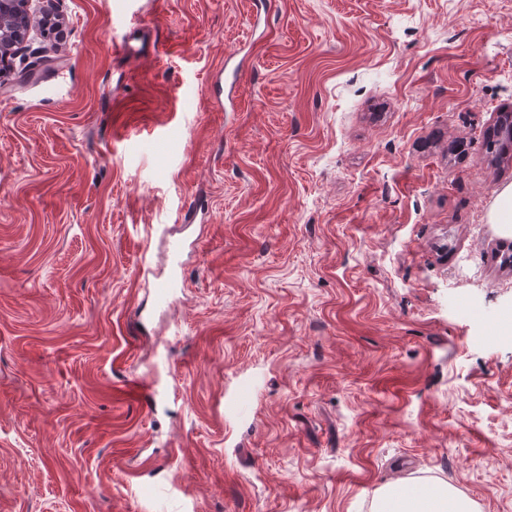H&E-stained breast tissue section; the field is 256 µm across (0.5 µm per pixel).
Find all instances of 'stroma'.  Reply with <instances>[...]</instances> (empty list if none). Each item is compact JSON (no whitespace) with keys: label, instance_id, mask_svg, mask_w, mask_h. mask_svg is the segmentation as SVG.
Instances as JSON below:
<instances>
[{"label":"stroma","instance_id":"stroma-1","mask_svg":"<svg viewBox=\"0 0 512 512\" xmlns=\"http://www.w3.org/2000/svg\"><path fill=\"white\" fill-rule=\"evenodd\" d=\"M60 8L0 72V512H371L414 478L512 512V0ZM486 151L496 159L512 152V113L503 112L499 123L486 136Z\"/></svg>","mask_w":512,"mask_h":512}]
</instances>
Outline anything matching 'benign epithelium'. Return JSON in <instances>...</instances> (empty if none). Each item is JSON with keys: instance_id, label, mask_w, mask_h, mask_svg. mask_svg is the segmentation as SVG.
<instances>
[{"instance_id": "1", "label": "benign epithelium", "mask_w": 512, "mask_h": 512, "mask_svg": "<svg viewBox=\"0 0 512 512\" xmlns=\"http://www.w3.org/2000/svg\"><path fill=\"white\" fill-rule=\"evenodd\" d=\"M64 25V16L57 7V0H0V64L7 62L10 50L22 44L29 36L35 22L43 18Z\"/></svg>"}]
</instances>
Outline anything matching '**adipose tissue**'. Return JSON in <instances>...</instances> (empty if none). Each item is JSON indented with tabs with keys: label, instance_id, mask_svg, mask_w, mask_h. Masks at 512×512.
Here are the masks:
<instances>
[{
	"label": "adipose tissue",
	"instance_id": "obj_1",
	"mask_svg": "<svg viewBox=\"0 0 512 512\" xmlns=\"http://www.w3.org/2000/svg\"><path fill=\"white\" fill-rule=\"evenodd\" d=\"M372 512H474V504L445 483L418 485L408 492L390 483L379 489Z\"/></svg>",
	"mask_w": 512,
	"mask_h": 512
}]
</instances>
